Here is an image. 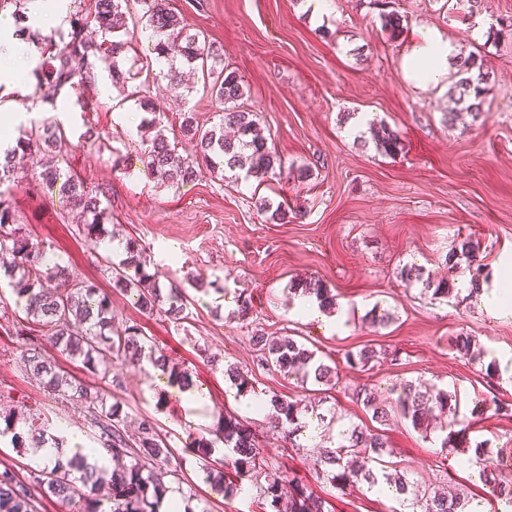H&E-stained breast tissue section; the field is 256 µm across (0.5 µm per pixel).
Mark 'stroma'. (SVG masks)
Returning <instances> with one entry per match:
<instances>
[{
	"label": "stroma",
	"mask_w": 512,
	"mask_h": 512,
	"mask_svg": "<svg viewBox=\"0 0 512 512\" xmlns=\"http://www.w3.org/2000/svg\"><path fill=\"white\" fill-rule=\"evenodd\" d=\"M169 6L242 76L246 94L239 105L256 113L281 157L280 174L262 181L203 174L175 186L157 184L144 173L140 126L130 120L139 103L132 96L117 101L111 88L92 90L97 106L91 112L69 98L66 143L53 164L105 191L113 232L145 247L161 287L195 280L189 320L177 325L146 316L135 297L113 288L101 241L67 222L64 198L43 194L38 167L18 170L11 189L23 235L45 244L71 277L97 281L110 295L113 326L140 325L169 360L189 370L206 397L205 409L189 408L149 360L112 365L122 385L107 388L108 402L121 404L130 426L153 420L172 445L179 470L169 489H193V512H264L259 486L269 473L301 479L332 512H397L398 500L380 497L367 484L336 488L318 476L315 460L335 447L342 427H378L356 402L355 389L372 387L387 405L406 382L455 394L471 442L488 441L512 469V415L472 413L491 396L512 404V375L504 371L490 381L484 366L455 347L456 337L468 336L484 354H512V310L471 298L434 301L421 283L397 275L402 266L418 265L432 278L447 276L448 252L467 237L478 241L488 266L484 290L512 269V0H482L473 16L466 0H387L386 8L404 18L397 39L383 28L374 0H169ZM492 27L498 30L493 39ZM425 30L481 60L490 89L484 124L467 116L446 124L457 106L454 68L429 85L409 77L406 60ZM122 67L131 70L134 84L148 87L169 141L182 155H194L193 143L179 133L183 112L208 126L220 108L202 77H190L186 88L172 93L139 31ZM362 118L396 131L402 151L379 155L368 128L357 125ZM90 128L102 134L100 145L85 142ZM117 154L119 169L112 165ZM303 167L310 175L301 181ZM262 197L283 204L294 221L271 222L256 207ZM308 279L335 295L341 324L294 311L288 288ZM9 282L0 277V410L13 411L21 424L69 427L98 447L87 410L54 399L19 362L10 330L26 313ZM239 295L252 300L244 317ZM375 307L390 312L387 324L370 322ZM259 329L295 337L336 364V386L324 391L298 376L258 368L253 335ZM365 347L378 353L371 370L347 368L345 354ZM230 365L248 375L254 397L277 395L307 406L303 420L319 429L320 442L303 435L289 441L267 416L248 411L244 395L224 375ZM321 414L328 423H318ZM224 415L255 433L266 464L264 474L244 477L231 498L215 491L186 446L190 426L212 430ZM383 428L394 468L425 486L452 487L484 512H495V500L465 468L463 454L441 448L439 427L421 432L393 419Z\"/></svg>",
	"instance_id": "35a3bbf8"
}]
</instances>
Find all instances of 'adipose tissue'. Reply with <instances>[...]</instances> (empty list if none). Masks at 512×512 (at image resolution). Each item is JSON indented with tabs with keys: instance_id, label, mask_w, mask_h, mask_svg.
<instances>
[{
	"instance_id": "obj_1",
	"label": "adipose tissue",
	"mask_w": 512,
	"mask_h": 512,
	"mask_svg": "<svg viewBox=\"0 0 512 512\" xmlns=\"http://www.w3.org/2000/svg\"><path fill=\"white\" fill-rule=\"evenodd\" d=\"M73 12L74 0H32L24 21L0 13V112L7 114L9 125L18 123V103L27 92L26 76L39 59L28 39L30 30L47 25L68 30ZM453 53L449 41L425 33L408 58V69L418 81L436 80Z\"/></svg>"
}]
</instances>
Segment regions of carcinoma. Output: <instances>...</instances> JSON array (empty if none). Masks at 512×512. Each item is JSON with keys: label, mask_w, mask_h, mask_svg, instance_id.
Here are the masks:
<instances>
[{"label": "carcinoma", "mask_w": 512, "mask_h": 512, "mask_svg": "<svg viewBox=\"0 0 512 512\" xmlns=\"http://www.w3.org/2000/svg\"><path fill=\"white\" fill-rule=\"evenodd\" d=\"M125 2L127 0H88L89 8L73 13L68 33L59 31L54 36L42 38L44 47L41 48L39 64L33 70V103L52 105L60 91L67 88L77 95L83 108L94 110L95 102L84 97V93L94 85L100 61L112 64L113 82H126L127 77L120 66L127 52L124 36L129 27L123 10ZM139 2L143 13L136 24L152 32L155 39L153 51L157 58L166 61L171 85L180 86L181 68L199 71L204 87L221 105L219 122L207 129L199 127L192 113H183L180 130L183 136L195 142L196 156L193 159L178 153L162 130L157 128L158 118L146 121L147 128L155 130V134L147 139L145 149L147 174L163 185H175L191 179L203 168L212 175H222L229 170L244 174L246 179L267 176L280 159L268 147L267 138L261 133L254 114L235 106L245 94L241 76L224 68L223 60L206 43L205 37L190 32L184 20L171 10L169 0ZM382 19L383 27L390 36L402 35L404 26L400 15L387 12L382 14ZM455 66L459 76L458 101L463 107L458 112L448 113V123L455 124L461 111L474 122L486 121L483 109L486 74L481 71V64L476 56L468 55L455 57ZM370 130L381 154L393 157L402 150L399 135L394 130L384 124L373 125ZM63 143L65 139L60 124L53 117L46 116L31 122L16 145L0 157V184L11 181L16 161L37 153L48 155ZM38 177L46 192L57 190L66 196L71 209L80 214L87 236L106 237V225L111 223L112 214L109 200L102 190L88 187L73 174L63 177L47 163L42 165ZM259 209L275 223L280 224L286 219V209L280 203L275 205L262 198ZM17 223L19 216L16 210L0 195V267L21 270L19 278L12 284V291L18 300L25 302L28 321L12 332L20 349V361L41 381L47 392L66 402L87 405L91 409L92 424L99 430L100 443L124 464L110 471L85 460L65 464L57 459L29 471L23 480L13 469L5 466L0 469V512H38L37 490L65 503L77 497L81 512H157L167 489L166 479L177 472L172 467L173 452L167 436L149 419L140 422L135 436H128L126 416L120 404L107 403L103 388L88 384L45 357L39 351L40 337L33 332H48L53 344L80 361L83 369L117 387L121 382L109 378L108 364L114 361L136 366L147 357L155 366L168 372L170 384L179 387L193 385L191 375L184 368L169 365L154 338L140 327L132 325L120 331L113 329L112 306L108 297L99 294L92 282L71 281L45 249L19 234V228L15 227ZM125 252L126 258L121 263L106 268L112 287L137 292L139 306L148 316L164 315L179 324L185 322L189 318V301L184 287L172 284L168 292H162L155 275L148 273L143 250L135 240L126 242ZM446 264L451 273L466 265L472 270V282L480 280L484 269L478 248L473 241L466 239L448 252ZM400 278L421 282L423 289L432 293L434 299L461 294L454 288V280L434 282L423 278L419 270L414 272L403 267ZM289 292L313 294L321 304L336 305L335 296L323 288L305 284L299 290L291 287ZM253 339L260 346L261 367L285 375L295 374L303 382L311 379L324 386L336 385L338 372L295 338L267 335L262 331L255 333ZM456 346L470 360L481 361L483 351L476 348L470 337H457ZM376 357L374 349L365 347L347 354L346 362L352 369L368 371ZM225 373L237 392L246 393L252 389L247 376L237 368L229 367ZM353 396L371 414V418L382 425L393 416L425 431L432 418L437 415L446 417L448 424L444 428L446 435L442 439V447L464 452L474 450L477 461L483 464L481 475L484 485L505 504L506 512H512V481L503 475L501 468L485 465L490 448L485 441L471 444L466 428L460 427L457 399L451 392L435 388L420 391L407 384L390 407L381 405L376 393L366 385L355 390ZM270 404L275 411L271 422L278 427H288V436L295 437L305 428L298 402L274 396ZM0 419L12 432L11 444L15 448L25 447L28 441L34 442L37 448L46 446L50 441L58 449L63 447L60 439L48 434L44 426L25 432L16 431L11 411L0 413ZM212 435L228 449L224 469L233 472L235 477L241 479L263 469L264 459L256 437L240 421L226 417ZM188 437L192 438V446L204 470L212 472L208 459L213 440L194 431L188 433ZM391 454L384 434L352 426L338 436L336 447L321 456L316 465L331 484L340 488L359 482L373 488L382 479L395 487L398 500L411 503V506L420 508V512H467L468 503L459 495L448 494L439 488L423 489L404 475L388 472L384 457ZM259 490L268 512H331L324 499L314 495L305 483L295 478L285 486L280 476L269 475Z\"/></svg>", "instance_id": "carcinoma-1"}]
</instances>
